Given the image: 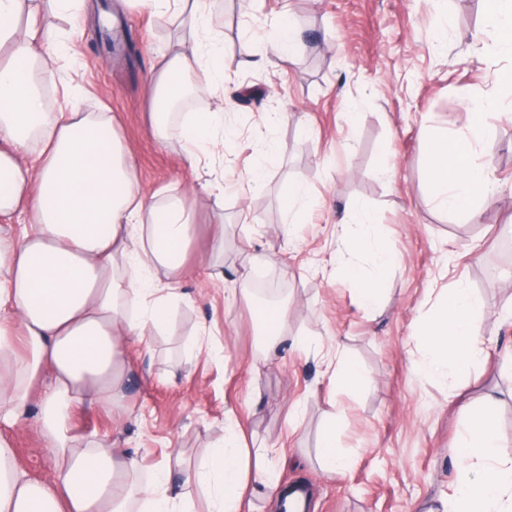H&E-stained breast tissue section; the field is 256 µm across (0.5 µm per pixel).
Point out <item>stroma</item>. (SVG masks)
Instances as JSON below:
<instances>
[{"label": "stroma", "mask_w": 512, "mask_h": 512, "mask_svg": "<svg viewBox=\"0 0 512 512\" xmlns=\"http://www.w3.org/2000/svg\"><path fill=\"white\" fill-rule=\"evenodd\" d=\"M87 16L55 20L65 49L51 60L44 84L58 109L68 82L84 89L82 109L116 117L132 152L141 195L187 192L200 235L179 291L171 328L124 348L129 380L121 399L83 404L71 432L108 440L139 465L141 478L170 456L197 462L224 426L241 424L250 447L284 448L283 485L311 493L309 512H443L455 477L454 450L466 405L493 400L500 457L512 459V88L492 39L476 45L485 0H209L210 31L223 37L229 61L224 95L192 98L194 112L226 111L239 135L207 160L223 195L194 191L182 149V123L158 140L146 76L160 50L181 35L175 19L152 16L134 0H90ZM120 12L124 50L105 59L98 14ZM289 12L300 32L292 64H280L263 38ZM284 112L271 133L275 151L264 183L248 188L257 113ZM482 112L490 127V159L498 191L479 204L476 220L438 210L425 178L422 126L459 135L462 113ZM392 178L381 173L383 162ZM310 185L298 224L281 207L285 188ZM365 207L397 263L384 275L378 304L363 308L340 264L334 230ZM249 211L253 221L240 220ZM224 224V262L212 265L210 226ZM282 284L288 309L280 352L264 357L257 326L255 269ZM481 301L485 364L448 383L416 373L407 350L423 315L455 280ZM202 335L203 349L183 343ZM311 336L339 347L366 375L348 388L300 347ZM300 420H293V410ZM336 443L352 453L344 475L325 476L316 459L328 418ZM17 467L50 476L52 464L33 415L9 429Z\"/></svg>", "instance_id": "obj_1"}]
</instances>
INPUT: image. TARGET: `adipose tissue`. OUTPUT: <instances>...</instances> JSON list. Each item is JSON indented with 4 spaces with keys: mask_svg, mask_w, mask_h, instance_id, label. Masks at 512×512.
Here are the masks:
<instances>
[{
    "mask_svg": "<svg viewBox=\"0 0 512 512\" xmlns=\"http://www.w3.org/2000/svg\"><path fill=\"white\" fill-rule=\"evenodd\" d=\"M184 32L147 77L159 110L155 131L165 137L162 107L177 95L224 89V42L208 31L205 0H140ZM62 33L27 0H0V426L29 409L47 444L53 469L36 480L13 463L0 435V512H195L200 487L208 512H251L252 499L282 494L277 448H250L239 425H225L199 465L164 464L135 487L136 463L103 443L69 433L71 410L109 404L127 383L123 346L171 323L195 253L197 218L188 195L139 192L131 153L109 112H85L81 92L69 88L67 106L48 111L41 86L43 62L58 53ZM235 127L220 112H197L182 131L186 158L199 169L218 144L231 145ZM435 205L463 219L497 189L490 160L475 151L488 137L480 114L464 115L460 136L447 129L421 132ZM343 225L342 244L370 259L344 272L364 304L383 290L391 252L356 209ZM480 301L463 285L451 288L420 329L414 368L448 380L468 375L481 360ZM491 405L469 417L455 450L450 512H512V461L498 455ZM180 482H173V475Z\"/></svg>",
    "mask_w": 512,
    "mask_h": 512,
    "instance_id": "obj_1",
    "label": "adipose tissue"
}]
</instances>
